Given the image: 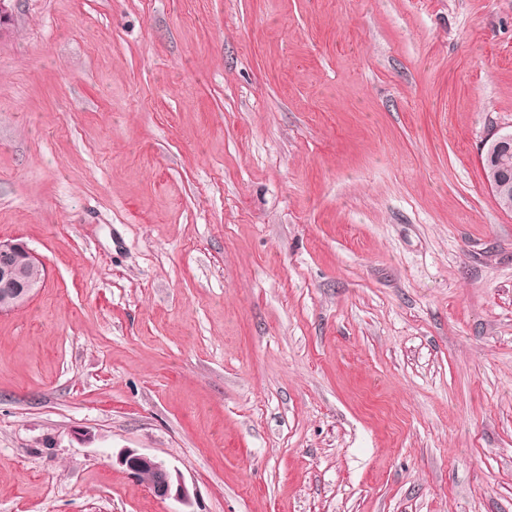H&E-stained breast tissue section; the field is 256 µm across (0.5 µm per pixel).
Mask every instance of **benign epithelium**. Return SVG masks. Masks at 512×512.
Returning a JSON list of instances; mask_svg holds the SVG:
<instances>
[{
  "label": "benign epithelium",
  "mask_w": 512,
  "mask_h": 512,
  "mask_svg": "<svg viewBox=\"0 0 512 512\" xmlns=\"http://www.w3.org/2000/svg\"><path fill=\"white\" fill-rule=\"evenodd\" d=\"M512 154V132L494 138L489 144L482 167L485 180L496 197L508 200L512 195V171L506 159ZM46 273L43 263L22 241L0 239V293L13 298L12 309L27 304L44 286ZM120 464L138 477L155 495L174 497L180 503L189 502V491L181 480L161 462L131 448L119 453Z\"/></svg>",
  "instance_id": "7a95c632"
}]
</instances>
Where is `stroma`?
Returning a JSON list of instances; mask_svg holds the SVG:
<instances>
[{"mask_svg": "<svg viewBox=\"0 0 512 512\" xmlns=\"http://www.w3.org/2000/svg\"><path fill=\"white\" fill-rule=\"evenodd\" d=\"M510 131L512 0H16L0 512H512ZM511 153L512 132L494 138L481 159L485 180L493 195L505 201L512 195V172L506 163ZM38 274L33 275V271ZM46 273L43 263L22 241L0 239V293L13 298L7 312L27 304L44 286ZM118 459L120 464L137 476L156 496L161 498L173 496L180 503L189 502V491L178 475H176V487L172 495L175 486L174 476L162 462L131 448L121 451Z\"/></svg>", "mask_w": 512, "mask_h": 512, "instance_id": "stroma-1", "label": "stroma"}]
</instances>
